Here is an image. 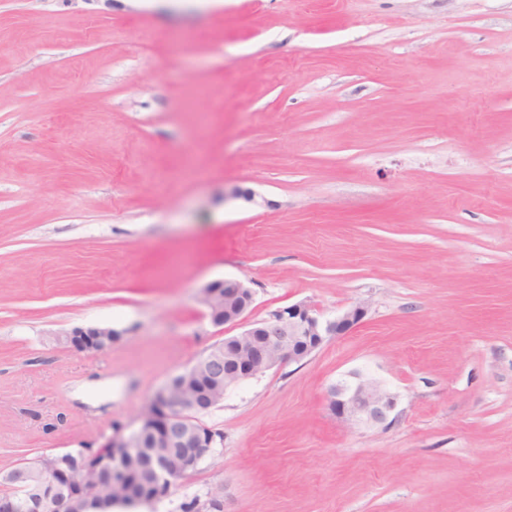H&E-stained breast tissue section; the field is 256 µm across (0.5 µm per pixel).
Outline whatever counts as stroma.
<instances>
[{
    "label": "stroma",
    "mask_w": 512,
    "mask_h": 512,
    "mask_svg": "<svg viewBox=\"0 0 512 512\" xmlns=\"http://www.w3.org/2000/svg\"><path fill=\"white\" fill-rule=\"evenodd\" d=\"M223 278L368 312L229 389L144 512H512V0H0V473L236 335ZM357 378L385 424L329 410ZM56 336H63L65 343L78 351L102 352L111 350L112 343L122 334L112 327L97 325L77 327ZM327 399L336 419L345 424H384L396 406V396L370 380L337 383Z\"/></svg>",
    "instance_id": "obj_1"
}]
</instances>
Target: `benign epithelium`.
<instances>
[{"instance_id":"1","label":"benign epithelium","mask_w":512,"mask_h":512,"mask_svg":"<svg viewBox=\"0 0 512 512\" xmlns=\"http://www.w3.org/2000/svg\"><path fill=\"white\" fill-rule=\"evenodd\" d=\"M201 303L215 326L242 327L230 337L221 351L212 352L196 361L190 369L207 371L223 390L236 387L286 362H298L333 338L349 334L367 314V305L356 302L332 318H324L306 302H297L271 312L259 321L249 320L253 309L254 292L243 280L224 278L207 283L201 292ZM65 343L81 352H102L112 349V343L121 332L109 326L77 327L62 333ZM154 396L167 402L165 416L160 418L162 430L154 431L153 447L158 449L155 460L163 475L186 476L197 468L202 458L216 445L214 432L199 418L194 394L183 398L172 396L171 385H162ZM328 403L336 419L345 424L377 425L387 421L396 406V396L370 380L356 383H338L328 391ZM152 416H138L137 425L130 431L120 427L104 439L114 448L133 452L142 428ZM62 458L47 457L45 482L56 488L48 503L39 508L50 512H85L88 484L110 487L117 500L131 495L128 475L115 467L110 470L88 468L83 464L68 471L60 470Z\"/></svg>"}]
</instances>
